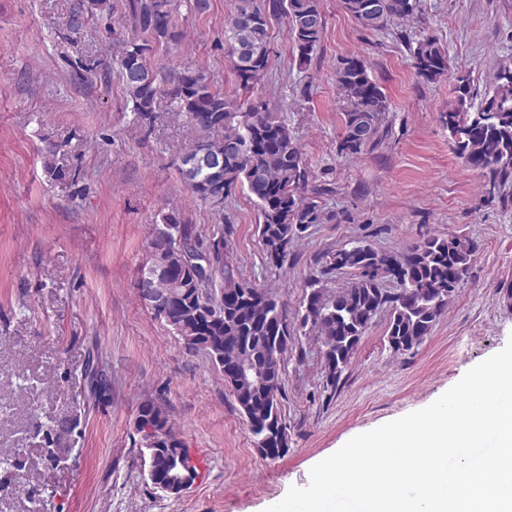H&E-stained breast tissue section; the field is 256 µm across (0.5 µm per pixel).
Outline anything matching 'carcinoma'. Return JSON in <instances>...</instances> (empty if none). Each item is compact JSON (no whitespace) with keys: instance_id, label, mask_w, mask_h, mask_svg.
I'll use <instances>...</instances> for the list:
<instances>
[{"instance_id":"cac0c4a2","label":"carcinoma","mask_w":512,"mask_h":512,"mask_svg":"<svg viewBox=\"0 0 512 512\" xmlns=\"http://www.w3.org/2000/svg\"><path fill=\"white\" fill-rule=\"evenodd\" d=\"M178 0H129L128 9L134 29L145 34L126 41L113 60L119 71L133 112L142 120L151 118L156 101L165 96L176 112L189 123L208 130L206 122L222 125L224 138L203 140L201 145L224 154V196L236 189L247 192L259 210L258 232L269 265L280 267L271 250L288 247L314 224L336 219L324 212L318 200L301 196L300 189L309 179L302 152L288 125L280 120L264 101L245 107L213 90L205 75L184 70L163 79L151 64L154 46L177 42L181 33L173 23ZM364 0H343V7L364 29L381 31L399 21L419 18L420 0H381L378 16L363 19L360 5ZM281 12L288 19V35L297 52L299 64L310 61L311 52L322 41L326 22L321 0H238L224 26V41L237 82L248 87L267 71L270 60L268 13ZM252 14L251 22L241 16ZM415 76L434 82L448 70L446 52L437 40L421 35L408 46ZM336 85L348 106L342 113L343 129L339 153L362 154L379 146L386 136L383 126L388 109L382 87L370 76L364 60L357 55L340 59L336 67ZM457 102L441 114L448 127V138L455 156L480 172L491 189L512 185V65L504 64L494 75L492 91L479 102L469 92V78L457 76ZM372 128L367 141L357 138L362 126ZM237 141L239 154L225 152V142ZM194 197L211 200L210 174L199 169L193 180L184 181ZM164 222L182 228V249L187 252L206 249L200 234L174 214ZM355 256L344 272L352 281L334 293L313 278L306 286L302 302L300 328L320 333L327 354L333 356L340 370L350 364L358 345L372 322L369 313L376 307L389 311L387 338L396 351H409L429 334L444 314L449 301L465 281L477 243L469 237L429 236L403 253L380 252L371 245L353 247ZM347 246L342 250L351 249ZM177 267L176 274L158 284L163 291L178 296L168 311V323L183 338H193L196 350L214 358L224 354L228 365L248 354L259 364L271 367L276 381L266 391H235L233 395L246 420L255 443L269 433L266 414L281 417V359L285 349L274 348L276 336L288 334V324L277 297L266 289L243 280L237 267L215 250L220 267L218 289L224 294V315L217 317L199 294L195 273L180 267V253L167 256ZM397 284V292L384 287L383 277ZM140 409L155 412L160 427L167 430L175 447L183 440L169 423L165 411L148 400Z\"/></svg>"}]
</instances>
